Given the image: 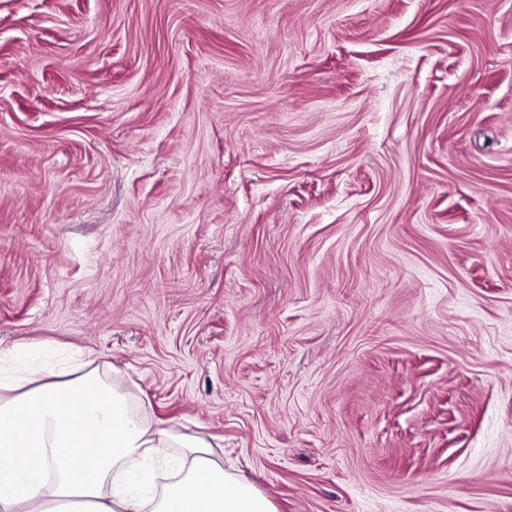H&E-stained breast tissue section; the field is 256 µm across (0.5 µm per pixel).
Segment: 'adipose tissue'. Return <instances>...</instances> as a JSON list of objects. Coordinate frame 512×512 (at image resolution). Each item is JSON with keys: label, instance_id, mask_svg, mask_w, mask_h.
Listing matches in <instances>:
<instances>
[{"label": "adipose tissue", "instance_id": "1", "mask_svg": "<svg viewBox=\"0 0 512 512\" xmlns=\"http://www.w3.org/2000/svg\"><path fill=\"white\" fill-rule=\"evenodd\" d=\"M10 354L14 368L0 369V512H276L205 438L135 414L120 380L73 376L68 359L28 365L25 347ZM172 446L176 478L153 492L156 453Z\"/></svg>", "mask_w": 512, "mask_h": 512}]
</instances>
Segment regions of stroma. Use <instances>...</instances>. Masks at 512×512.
Here are the masks:
<instances>
[{
    "mask_svg": "<svg viewBox=\"0 0 512 512\" xmlns=\"http://www.w3.org/2000/svg\"><path fill=\"white\" fill-rule=\"evenodd\" d=\"M21 344L277 512H512V0H0Z\"/></svg>",
    "mask_w": 512,
    "mask_h": 512,
    "instance_id": "stroma-1",
    "label": "stroma"
}]
</instances>
